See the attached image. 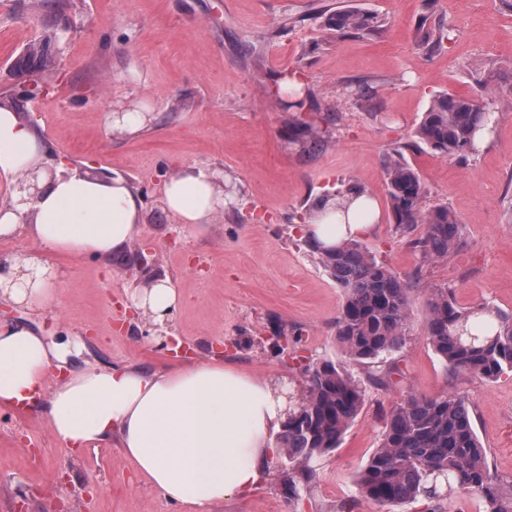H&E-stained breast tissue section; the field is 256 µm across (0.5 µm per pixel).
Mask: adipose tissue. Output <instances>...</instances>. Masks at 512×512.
<instances>
[{
    "mask_svg": "<svg viewBox=\"0 0 512 512\" xmlns=\"http://www.w3.org/2000/svg\"><path fill=\"white\" fill-rule=\"evenodd\" d=\"M44 161L35 129L0 108V172L35 169L39 188L35 200L17 190L0 203V237L25 234L37 245L24 262L25 275L0 280V299L6 301L50 305V256L108 259L127 249L143 220V199L123 175L97 176L61 161L50 176ZM361 202L348 196L340 214L335 199H328L327 220L304 225V234L325 247L340 237H366L373 222L358 218ZM226 203L215 171L203 164L184 166L163 189L166 211L198 231ZM132 300L161 325L177 310L180 296L169 277L157 276ZM57 358L34 331L0 325V407L41 404L55 437L71 451L117 441L154 492L192 512H213L224 499L256 485L288 415L268 379L218 362L168 370L91 366L50 388L46 381Z\"/></svg>",
    "mask_w": 512,
    "mask_h": 512,
    "instance_id": "1",
    "label": "adipose tissue"
}]
</instances>
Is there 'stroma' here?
<instances>
[{"label":"stroma","instance_id":"1","mask_svg":"<svg viewBox=\"0 0 512 512\" xmlns=\"http://www.w3.org/2000/svg\"><path fill=\"white\" fill-rule=\"evenodd\" d=\"M347 6L376 14L381 27L365 36L329 29L327 17ZM426 23L452 28L447 49L428 50ZM52 32L61 37L48 47L52 89L24 101L20 116L58 157L119 172L141 193L140 238L157 247L153 273L180 293L170 328L190 347V361L219 354L252 375L300 385L298 365L272 346L280 329L298 335L301 354L341 361L334 322L343 292L291 217L343 184L376 201L380 221L364 243L414 288L404 343L384 366L392 385L371 384L372 365L349 363L366 401L339 447L318 462L300 504L284 497L285 462L276 457L251 491L215 512H340L349 499L353 512H420L379 504L354 485L385 417L410 393L467 395L489 463L512 476V374L486 381L446 373L425 330L432 288H453L464 307L512 310V112L465 161L417 147L415 137L436 93L512 97V85L495 82L486 93L471 78L477 64L493 75L512 71V11L501 0H0V100L28 81L13 69L15 58ZM289 74L321 112L339 116L322 150L303 154L288 143L296 116L276 90ZM349 83L373 86L376 106L345 98ZM138 102L151 109L139 132L106 126V109ZM394 148L418 171L427 206H448L463 226L468 245L447 261L422 263L413 245L422 229H395L383 168ZM186 163L209 165L234 187L231 205L201 232L174 227L154 184L160 167ZM50 262L53 304L2 312L0 323L19 321L58 344V370L178 362L156 341L114 326L133 284L126 253ZM85 485L94 489L92 512H188L152 491L116 444L71 455L40 408L0 407V512L22 493L33 512H80L74 494Z\"/></svg>","mask_w":512,"mask_h":512}]
</instances>
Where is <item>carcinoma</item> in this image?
I'll use <instances>...</instances> for the list:
<instances>
[{"label": "carcinoma", "mask_w": 512, "mask_h": 512, "mask_svg": "<svg viewBox=\"0 0 512 512\" xmlns=\"http://www.w3.org/2000/svg\"><path fill=\"white\" fill-rule=\"evenodd\" d=\"M329 28L345 34H371L377 17L343 8L328 17ZM451 31L442 24L425 32L433 49L445 48ZM47 70L53 60L43 46L28 47L15 66L33 62ZM288 109L305 116L293 124L289 143L311 153L328 146L313 101L294 98ZM498 114L481 110L469 97L443 92L432 100L417 128L420 143L434 152L466 159L480 152L497 125ZM386 186L396 229L409 233L424 226L417 246L426 261L445 260L467 245L461 224L448 207L425 208L419 173L394 149L384 159ZM324 271L342 289L344 303L336 319V339L354 362L383 364L402 347L412 287L375 260L358 240L330 248L305 240ZM426 334L445 370L494 381L512 373V311L488 303L461 307L450 288H434L427 298ZM303 397L288 404V420L279 437L278 456L288 461L280 485L291 503L302 501L316 478L315 463L338 448L366 399V387L341 363L314 361L303 367ZM358 492L382 505L418 503L421 512H446L454 493L479 498L484 512H512V481L497 475L475 431L468 399L460 393L410 394L385 418L380 445L358 472Z\"/></svg>", "instance_id": "obj_1"}]
</instances>
